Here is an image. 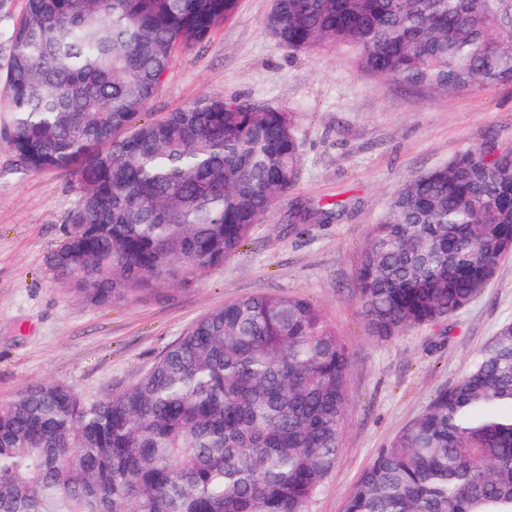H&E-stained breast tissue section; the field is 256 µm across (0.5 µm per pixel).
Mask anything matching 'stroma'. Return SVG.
Here are the masks:
<instances>
[{
    "instance_id": "35a3bbf8",
    "label": "stroma",
    "mask_w": 512,
    "mask_h": 512,
    "mask_svg": "<svg viewBox=\"0 0 512 512\" xmlns=\"http://www.w3.org/2000/svg\"><path fill=\"white\" fill-rule=\"evenodd\" d=\"M270 7L238 0L206 40L175 54L147 106L159 118L216 94L295 115L298 180L223 264L122 302L80 303L46 267L78 199L75 175L29 171L0 145V405L40 380L105 398L207 312L258 293L299 295L321 306L349 357L341 451L311 505L345 512L378 452L512 320V253L465 310L390 338L373 335L357 292L371 228L409 179L471 147L512 152V82L433 93L369 73L341 48L294 53L265 30ZM328 203L330 219L294 231L297 212Z\"/></svg>"
}]
</instances>
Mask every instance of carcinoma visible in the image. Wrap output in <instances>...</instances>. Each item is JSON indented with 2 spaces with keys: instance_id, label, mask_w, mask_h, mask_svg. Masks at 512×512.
Returning a JSON list of instances; mask_svg holds the SVG:
<instances>
[{
  "instance_id": "obj_1",
  "label": "carcinoma",
  "mask_w": 512,
  "mask_h": 512,
  "mask_svg": "<svg viewBox=\"0 0 512 512\" xmlns=\"http://www.w3.org/2000/svg\"><path fill=\"white\" fill-rule=\"evenodd\" d=\"M236 0H25L0 65V144L80 197L47 257L103 306L224 262L295 185L292 113L204 96L142 113L175 52ZM290 51L328 45L406 85L512 82V0H272ZM512 243V153L470 148L406 182L363 250L380 337L467 307ZM348 358L323 309L255 294L196 320L124 391L55 381L0 405V512H309L346 422ZM346 512H512V321L362 473Z\"/></svg>"
}]
</instances>
